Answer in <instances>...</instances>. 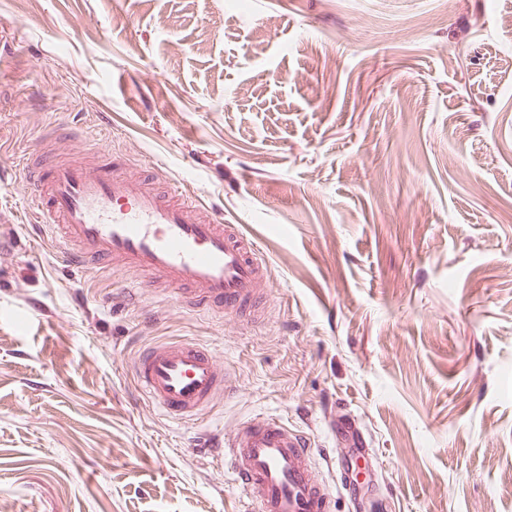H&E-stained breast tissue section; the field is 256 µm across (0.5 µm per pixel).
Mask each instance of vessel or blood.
I'll return each instance as SVG.
<instances>
[{"label":"vessel or blood","instance_id":"vessel-or-blood-1","mask_svg":"<svg viewBox=\"0 0 512 512\" xmlns=\"http://www.w3.org/2000/svg\"><path fill=\"white\" fill-rule=\"evenodd\" d=\"M49 130L42 149L18 161L32 219L62 232L61 256L78 267H125L181 287L186 304L214 316L250 318L269 276L259 248L238 225L219 221L197 194L177 184L157 190L160 172H126L118 159H66ZM134 374L143 394L173 420L208 413L231 388L215 350L191 340L140 352ZM224 466L258 512H334L336 496L314 471L309 437L270 418L248 422L228 443Z\"/></svg>","mask_w":512,"mask_h":512}]
</instances>
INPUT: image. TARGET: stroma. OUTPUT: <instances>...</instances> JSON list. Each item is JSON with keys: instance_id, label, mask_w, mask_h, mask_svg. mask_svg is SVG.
<instances>
[{"instance_id": "1", "label": "stroma", "mask_w": 512, "mask_h": 512, "mask_svg": "<svg viewBox=\"0 0 512 512\" xmlns=\"http://www.w3.org/2000/svg\"><path fill=\"white\" fill-rule=\"evenodd\" d=\"M56 125L239 225L265 317L61 263L15 168ZM185 339L235 388L173 421L132 364ZM270 416L336 512H512V0H0V504L257 512L206 439Z\"/></svg>"}]
</instances>
